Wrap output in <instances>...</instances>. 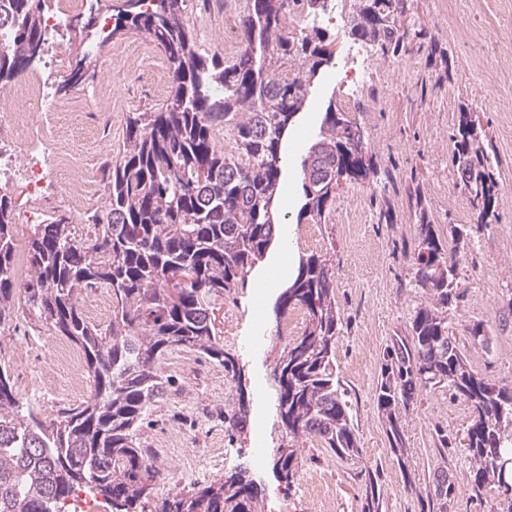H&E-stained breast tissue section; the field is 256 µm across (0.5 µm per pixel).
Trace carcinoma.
Listing matches in <instances>:
<instances>
[{"mask_svg":"<svg viewBox=\"0 0 512 512\" xmlns=\"http://www.w3.org/2000/svg\"><path fill=\"white\" fill-rule=\"evenodd\" d=\"M330 2L248 0L240 49L229 63L218 53L199 52L186 22L187 0H119L113 6L115 24L99 37L97 49L129 32L148 35L166 55L169 98L158 111L129 113L100 206L79 222L55 211L35 225L22 283L15 274L12 197L0 187V337L23 313L33 330L76 346L95 381L89 400L43 422L0 367V512H61L58 504L76 491L102 497L112 512H143L161 472L141 447L139 431L170 390L160 366L172 349L193 350L224 368L237 395L224 408V428L230 434L244 429L242 369L218 338L213 305L244 287L276 236L288 132L314 79L334 57L333 41L319 24ZM411 2L355 0L349 34L383 57L398 54L407 49L403 21ZM0 28L10 40L9 50L0 53L5 90L47 41L42 0H0ZM225 130L235 142L231 156L220 141ZM450 139L452 163L476 221L489 224L500 181L488 139L469 109L459 112ZM365 151L342 104L330 100L321 136L302 163L304 203L297 221L325 222L336 178H369ZM469 242L456 225L444 239L433 225L421 224L415 281L431 305L415 312L407 334L393 338L382 355L376 409L410 493L417 487L403 416L420 390L437 386L468 410L460 446L470 460L472 496H498L503 482L512 483V385L485 380L448 332V312L464 297L458 269ZM86 288L107 290L109 325H95L83 314L78 298ZM296 309L306 325L276 356V415L290 438L314 436L336 458L354 460L362 448L353 402L336 369L343 322L329 258L299 257L275 314L281 320ZM467 333L474 347L490 351L483 323ZM300 467L295 449L275 450L273 470L283 483L293 484ZM366 474L360 512H382L377 471ZM433 496L438 512H448L455 497L448 473L437 476ZM258 497L244 468L174 493L164 512H258Z\"/></svg>","mask_w":512,"mask_h":512,"instance_id":"1","label":"carcinoma"}]
</instances>
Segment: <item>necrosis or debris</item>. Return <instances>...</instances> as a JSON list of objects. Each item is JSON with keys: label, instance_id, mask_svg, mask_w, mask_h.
<instances>
[{"label": "necrosis or debris", "instance_id": "1", "mask_svg": "<svg viewBox=\"0 0 512 512\" xmlns=\"http://www.w3.org/2000/svg\"><path fill=\"white\" fill-rule=\"evenodd\" d=\"M67 66V44L51 51L48 71L36 70L16 80L11 94L0 99V130L11 132L14 149L0 153V175L21 178L32 203L28 221L39 220L47 198L48 174L69 172L75 165L77 143L59 145L54 133L56 98L48 90V73Z\"/></svg>", "mask_w": 512, "mask_h": 512}]
</instances>
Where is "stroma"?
I'll return each mask as SVG.
<instances>
[{
    "instance_id": "1",
    "label": "stroma",
    "mask_w": 512,
    "mask_h": 512,
    "mask_svg": "<svg viewBox=\"0 0 512 512\" xmlns=\"http://www.w3.org/2000/svg\"><path fill=\"white\" fill-rule=\"evenodd\" d=\"M246 0H189L191 32L204 53L223 52L224 19L240 17ZM351 9L333 8L322 24L335 45L333 63L311 87L282 162L280 212L289 219L287 236L275 239L266 257L251 272L244 288L215 310L218 334L237 357L247 379L249 417L241 433L224 430V406L232 398L223 368L197 352L175 349L161 364L173 381L165 401L155 408L152 424L140 433L143 447L161 451L163 479L145 512H162L168 495L201 487L240 468L260 488L258 512H358L364 481L361 469L379 467L384 512H420L416 497L404 491L402 474L393 464L374 394L384 348L404 334L414 312L430 299L414 282V249L421 222L440 235L450 225L471 232V245L459 266L465 296L448 314L456 339L466 327L484 323L493 338L490 352H464L489 383L512 384V0H477L461 8L458 0H413L406 18L410 29L436 35L448 55L447 65L420 51L411 41L406 52L383 57L349 34ZM87 15L71 19L70 65L89 64L84 86L59 96V135L81 139L85 193L80 206L64 202L62 184L51 181L46 213L85 216L105 193L104 168L122 146L131 112H151L167 103L168 86H157L152 70L133 68L131 60H164L163 50L147 35L129 33L94 56H87L91 36ZM483 34L496 47L491 59L477 61L463 44L466 32ZM347 101L349 119L362 130L373 169L368 180L344 182L325 223H298L303 203L301 163L320 132L332 98ZM476 113L491 139L499 162L501 191L496 219L477 226L468 196L450 162L449 133L460 106ZM329 258L336 271V300L343 330L336 343L340 375L351 392L359 425L360 459L343 462L319 440L290 441L274 404L273 369L281 342L275 303L278 289L266 277L277 266L293 275L299 255ZM54 339L18 321L0 339V363L9 369L17 391L47 419L65 407H76L94 392L91 373L80 383L53 360ZM468 411L447 389L422 391L405 416V435L417 488L427 492L437 474L456 484L448 512H503V501H476L468 486L464 449L439 454L435 426L462 430ZM293 444L302 462L293 485L277 480L271 461L254 466L251 449Z\"/></svg>"
}]
</instances>
